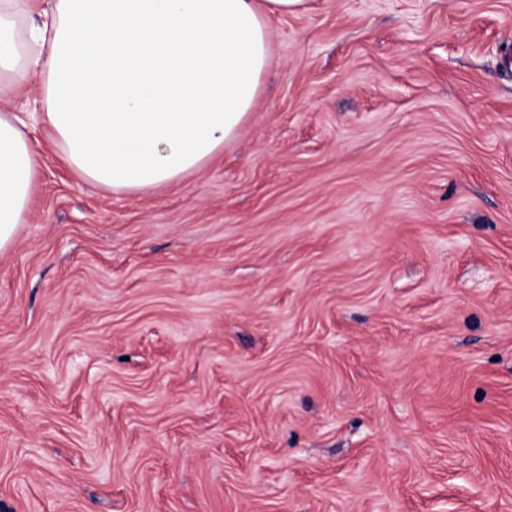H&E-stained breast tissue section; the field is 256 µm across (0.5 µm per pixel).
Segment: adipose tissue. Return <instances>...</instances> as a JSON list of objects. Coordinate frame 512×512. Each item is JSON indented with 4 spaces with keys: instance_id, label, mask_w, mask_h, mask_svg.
I'll use <instances>...</instances> for the list:
<instances>
[{
    "instance_id": "obj_1",
    "label": "adipose tissue",
    "mask_w": 512,
    "mask_h": 512,
    "mask_svg": "<svg viewBox=\"0 0 512 512\" xmlns=\"http://www.w3.org/2000/svg\"><path fill=\"white\" fill-rule=\"evenodd\" d=\"M307 0H0V96L35 74L41 111H0V251L27 221L41 126L90 183L138 193L202 169L253 112L268 18Z\"/></svg>"
}]
</instances>
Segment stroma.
<instances>
[{
	"label": "stroma",
	"mask_w": 512,
	"mask_h": 512,
	"mask_svg": "<svg viewBox=\"0 0 512 512\" xmlns=\"http://www.w3.org/2000/svg\"><path fill=\"white\" fill-rule=\"evenodd\" d=\"M200 171L45 130L0 251V512H512V0H308Z\"/></svg>",
	"instance_id": "obj_1"
}]
</instances>
